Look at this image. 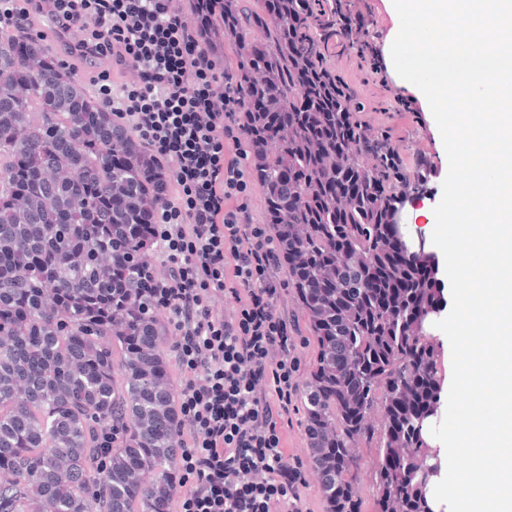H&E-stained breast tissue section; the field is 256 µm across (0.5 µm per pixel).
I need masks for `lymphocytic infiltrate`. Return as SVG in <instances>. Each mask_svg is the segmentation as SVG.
Listing matches in <instances>:
<instances>
[{
    "label": "lymphocytic infiltrate",
    "mask_w": 512,
    "mask_h": 512,
    "mask_svg": "<svg viewBox=\"0 0 512 512\" xmlns=\"http://www.w3.org/2000/svg\"><path fill=\"white\" fill-rule=\"evenodd\" d=\"M223 19L224 0H0V28H28L14 51L58 41L59 64L149 163L146 219L164 275L147 263L140 281L176 336L179 395L180 476L161 512H314L310 436L291 419L305 344L277 304L288 273L254 191L259 147L240 123L237 60L216 45ZM75 27L73 45L64 34ZM104 54L108 72L95 66ZM129 69L137 83L121 81Z\"/></svg>",
    "instance_id": "f902f5d3"
}]
</instances>
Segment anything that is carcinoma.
Wrapping results in <instances>:
<instances>
[{
    "label": "carcinoma",
    "instance_id": "obj_1",
    "mask_svg": "<svg viewBox=\"0 0 512 512\" xmlns=\"http://www.w3.org/2000/svg\"><path fill=\"white\" fill-rule=\"evenodd\" d=\"M354 0H224V32L239 58L237 82L246 111L256 92L267 112H288L290 138L249 123L264 143L255 181L266 218L280 225L288 284L308 319L313 370L298 397L314 435V473L328 512L382 509L398 496L406 512H433V457L420 456L430 409L406 412L403 385L412 377L437 388L443 362L430 331L437 289L412 280L393 304L368 287L385 271L393 282L419 267L436 268L433 253L403 250L391 260L384 217L400 188L426 192L420 172L395 165V147L381 127L354 152L326 144L336 128L364 124L372 105L331 65L359 45L369 55V23ZM331 10L336 34L320 28ZM27 30L0 34V512H159L174 475L175 394L159 352L162 328L140 300L141 263L150 237L142 215L151 201L143 186L138 145L114 130L107 114L59 68L34 76L12 42ZM68 159L78 177L58 185L43 171ZM360 185L336 203L347 175ZM27 200L18 212L13 199ZM119 206L104 210L110 200ZM130 300L110 304L119 283ZM380 408L384 424L364 421ZM108 463L86 458L99 435L112 432ZM411 448L399 463L396 442ZM372 444L377 463L368 494L356 475L350 443Z\"/></svg>",
    "mask_w": 512,
    "mask_h": 512
}]
</instances>
